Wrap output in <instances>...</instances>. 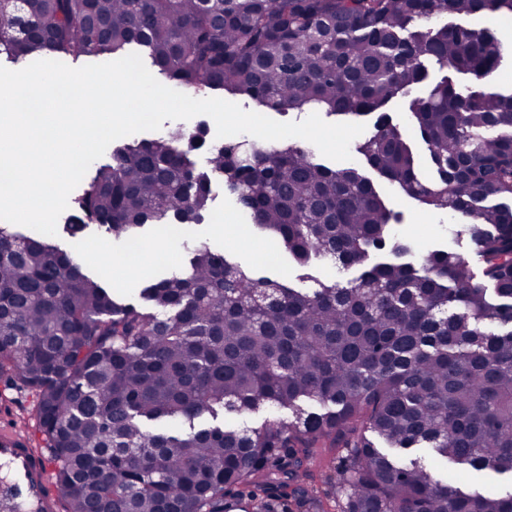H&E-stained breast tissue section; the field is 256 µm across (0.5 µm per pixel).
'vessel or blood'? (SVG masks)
<instances>
[{"mask_svg": "<svg viewBox=\"0 0 512 512\" xmlns=\"http://www.w3.org/2000/svg\"><path fill=\"white\" fill-rule=\"evenodd\" d=\"M0 512H61L48 458L11 424L0 426Z\"/></svg>", "mask_w": 512, "mask_h": 512, "instance_id": "vessel-or-blood-1", "label": "vessel or blood"}]
</instances>
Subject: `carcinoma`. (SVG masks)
Listing matches in <instances>:
<instances>
[{
    "mask_svg": "<svg viewBox=\"0 0 512 512\" xmlns=\"http://www.w3.org/2000/svg\"><path fill=\"white\" fill-rule=\"evenodd\" d=\"M512 0H23L0 10V53L74 64L136 47L169 86L249 98L281 114H377L369 167L464 218L480 263L444 249L417 263L396 214L357 165L297 145L214 142L206 128L120 142L70 201L71 236L116 240L198 224L223 177L262 233L307 267L392 258L351 282L295 288L202 245L149 282L144 304L74 253L0 227V375L35 394L65 512H512L403 464L422 447L462 470L512 474V91L464 96L448 77L409 111L437 178L382 111L425 62L491 79L505 45L465 19ZM209 153L210 169L191 157ZM266 405L293 419H235ZM329 469L334 504L303 466Z\"/></svg>",
    "mask_w": 512,
    "mask_h": 512,
    "instance_id": "carcinoma-1",
    "label": "carcinoma"
}]
</instances>
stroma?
I'll use <instances>...</instances> for the list:
<instances>
[{
    "mask_svg": "<svg viewBox=\"0 0 512 512\" xmlns=\"http://www.w3.org/2000/svg\"><path fill=\"white\" fill-rule=\"evenodd\" d=\"M372 180L397 213L399 233L412 242L418 253L447 248L473 259L467 236L449 233L446 216L407 196L380 174H373ZM212 189L211 209L201 223L171 225L170 231L176 237L174 243H167L156 232L145 240L115 241L93 224L75 238L58 232L53 242L77 253L89 276L132 300L137 298L141 283L162 271L184 265L187 254L183 246L187 243L206 245L235 260L248 262L255 276L297 283L300 270L285 249L278 242L259 238L253 232L250 221L234 205L222 180H213ZM2 413L21 424L34 447H42V436L34 425L33 394L0 378Z\"/></svg>",
    "mask_w": 512,
    "mask_h": 512,
    "instance_id": "obj_1",
    "label": "stroma"
}]
</instances>
